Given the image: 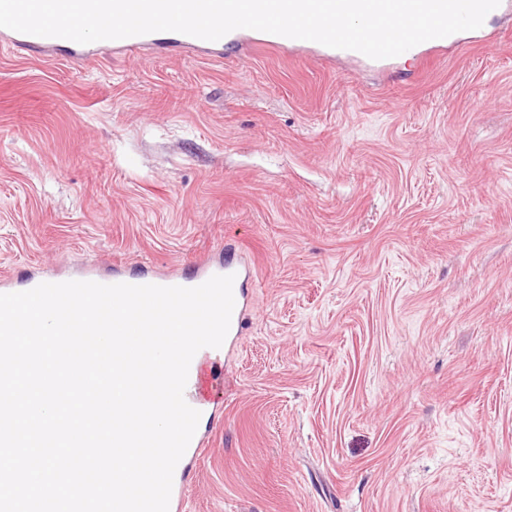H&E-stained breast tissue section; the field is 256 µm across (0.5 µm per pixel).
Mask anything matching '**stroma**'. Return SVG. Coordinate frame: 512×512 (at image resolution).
Here are the masks:
<instances>
[{
	"label": "stroma",
	"instance_id": "stroma-1",
	"mask_svg": "<svg viewBox=\"0 0 512 512\" xmlns=\"http://www.w3.org/2000/svg\"><path fill=\"white\" fill-rule=\"evenodd\" d=\"M385 68L0 49V289L188 274L246 326L179 512H512V18ZM234 274L235 281L233 285L234 309L231 317L230 329L227 338L241 336L242 315L245 308V298L241 290L243 283L251 278V269L242 265L240 262L228 257L224 260V267H212L208 261H199L197 263V272L195 276L188 279L180 277H157L154 275L143 274L138 277H130L119 271L112 274V279L84 278L82 281H95L102 284L128 283L133 285L155 284L160 286H198L214 275Z\"/></svg>",
	"mask_w": 512,
	"mask_h": 512
}]
</instances>
